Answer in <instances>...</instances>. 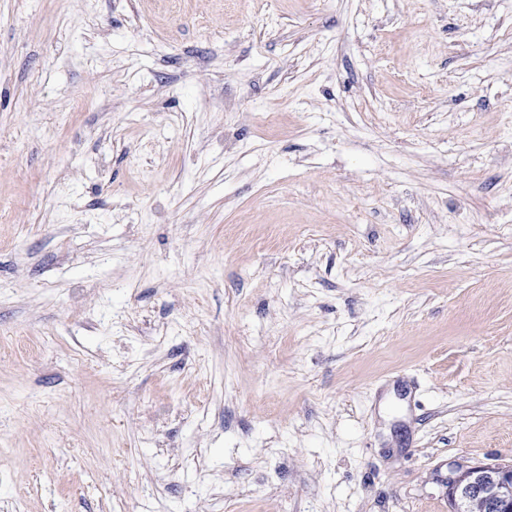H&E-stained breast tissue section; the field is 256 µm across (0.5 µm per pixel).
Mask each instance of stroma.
<instances>
[{"label": "stroma", "instance_id": "obj_1", "mask_svg": "<svg viewBox=\"0 0 512 512\" xmlns=\"http://www.w3.org/2000/svg\"><path fill=\"white\" fill-rule=\"evenodd\" d=\"M512 464V0H0V512H450ZM465 473L469 476V482L461 483L460 479ZM446 485L455 511H459V506L466 504L473 494L490 497L501 504L505 512L512 509L511 466L458 464L448 474Z\"/></svg>", "mask_w": 512, "mask_h": 512}]
</instances>
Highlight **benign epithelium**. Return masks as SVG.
Listing matches in <instances>:
<instances>
[{"label": "benign epithelium", "instance_id": "obj_1", "mask_svg": "<svg viewBox=\"0 0 512 512\" xmlns=\"http://www.w3.org/2000/svg\"><path fill=\"white\" fill-rule=\"evenodd\" d=\"M448 498L454 508L465 504L472 495L489 497L512 512V468L499 464L455 466L448 474Z\"/></svg>", "mask_w": 512, "mask_h": 512}]
</instances>
